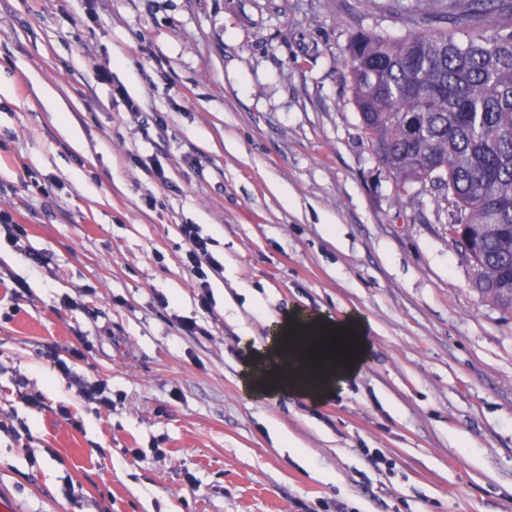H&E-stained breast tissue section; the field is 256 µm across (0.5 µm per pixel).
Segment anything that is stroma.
<instances>
[{
  "mask_svg": "<svg viewBox=\"0 0 512 512\" xmlns=\"http://www.w3.org/2000/svg\"><path fill=\"white\" fill-rule=\"evenodd\" d=\"M409 2L0 0V209L27 230L0 235L19 512H512V314L474 288L445 192L379 163L343 64L359 34L414 32ZM184 224L222 265L206 308ZM296 311L366 322L357 374L315 402L251 394L247 359ZM84 341L73 370L111 410L46 356ZM107 382L97 379L93 382L84 381L79 384L78 394L87 402L96 403L100 408L109 409L112 406V399L105 395L107 393Z\"/></svg>",
  "mask_w": 512,
  "mask_h": 512,
  "instance_id": "1",
  "label": "stroma"
}]
</instances>
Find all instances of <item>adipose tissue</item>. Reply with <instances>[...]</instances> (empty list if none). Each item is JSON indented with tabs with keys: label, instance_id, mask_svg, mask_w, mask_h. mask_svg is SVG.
<instances>
[{
	"label": "adipose tissue",
	"instance_id": "adipose-tissue-1",
	"mask_svg": "<svg viewBox=\"0 0 512 512\" xmlns=\"http://www.w3.org/2000/svg\"><path fill=\"white\" fill-rule=\"evenodd\" d=\"M359 318L335 322L320 315L291 314L274 326L256 349L244 374L246 389L269 396L290 391L309 399L329 395L358 370L367 348ZM341 339L333 347L332 339Z\"/></svg>",
	"mask_w": 512,
	"mask_h": 512
}]
</instances>
